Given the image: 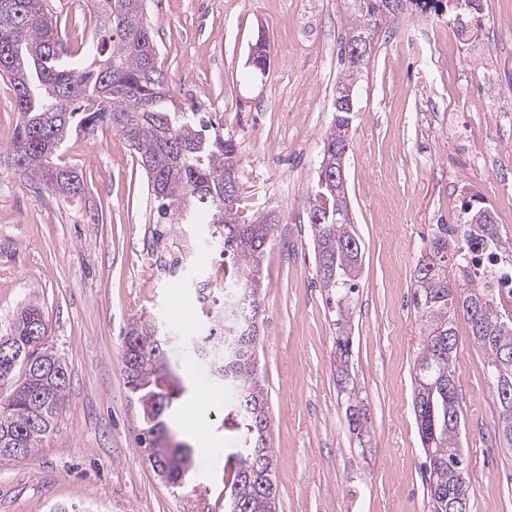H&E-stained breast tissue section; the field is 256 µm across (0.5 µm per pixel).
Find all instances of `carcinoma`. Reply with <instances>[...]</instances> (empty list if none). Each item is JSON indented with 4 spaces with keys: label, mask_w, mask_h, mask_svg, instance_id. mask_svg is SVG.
<instances>
[{
    "label": "carcinoma",
    "mask_w": 512,
    "mask_h": 512,
    "mask_svg": "<svg viewBox=\"0 0 512 512\" xmlns=\"http://www.w3.org/2000/svg\"><path fill=\"white\" fill-rule=\"evenodd\" d=\"M50 0H0V78L15 94L17 122L0 156L63 198L82 191L77 172L60 163L62 144L72 135L107 126L125 139L146 173L148 191L158 216L176 230L186 224H210L209 246L224 257V302L208 330L194 338L195 353L218 363L217 378L232 387L235 404L227 414L241 420L240 447L232 457L235 469L229 512H276L275 464L268 445L270 417L261 388L258 353L263 338L260 266L274 233L276 218L266 213L240 223L245 197L224 196V177L234 176L240 163L238 144L219 134L197 114L181 112L166 89L165 75L147 18L146 0H90L91 37L84 55L75 58L48 8ZM377 0H349V33L383 20ZM333 187L317 178L309 213L334 208ZM469 225L461 253L448 254L455 232L436 225L428 253L414 270L421 307L422 344L414 363L413 412L420 442L431 456V512H459L469 506L470 490L458 466L461 408L455 386V357L448 338L461 315L470 335L485 353L489 388L498 404L502 432L512 447V324L500 323L507 307L503 295L476 281L473 246L489 239L503 252L497 224ZM317 273L322 287L336 295V326L345 328L349 302L357 290L362 260L353 225L334 214L325 224L312 225ZM158 323L141 316L127 327L122 364L132 392L138 394L152 452L148 461L164 480L181 483L193 463V449L182 443L169 448L163 418L170 397L163 389L167 337ZM49 328L35 307L22 309L9 333L0 336V383L16 369L23 379L0 395V458H15L9 449L35 448L54 429L69 385L67 366L47 344ZM350 341L336 337V374L344 395V414L357 438L368 433V408L349 373Z\"/></svg>",
    "instance_id": "carcinoma-1"
}]
</instances>
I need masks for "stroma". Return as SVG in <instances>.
Wrapping results in <instances>:
<instances>
[{
    "label": "stroma",
    "instance_id": "obj_1",
    "mask_svg": "<svg viewBox=\"0 0 512 512\" xmlns=\"http://www.w3.org/2000/svg\"><path fill=\"white\" fill-rule=\"evenodd\" d=\"M75 55L91 30L88 0H51ZM152 36L173 98L212 116L236 140L242 220L274 212L261 265L262 383L277 512H429L428 475L412 398L422 336L414 268L436 225L463 202L489 208L512 240V0H484L475 41L447 17L386 24L357 90L345 161L347 198L362 244L352 304L350 372L369 409L364 440L347 428L336 380V306L316 275L307 201L330 127L347 0H148ZM268 65L248 62L258 39ZM60 161L83 178L62 198L0 166V334L38 306L69 387L53 431L32 455L0 459V512H225L227 450L240 431L223 410L231 389L187 341L201 327L199 284L221 280L205 224L177 233L158 223L145 173L110 128L74 136ZM168 329L173 399L166 421L186 442L185 481L147 460L143 411L122 366L124 327L140 315ZM460 446L470 512H512V448L502 438L485 355L456 323ZM216 394L192 409L197 382Z\"/></svg>",
    "mask_w": 512,
    "mask_h": 512
}]
</instances>
